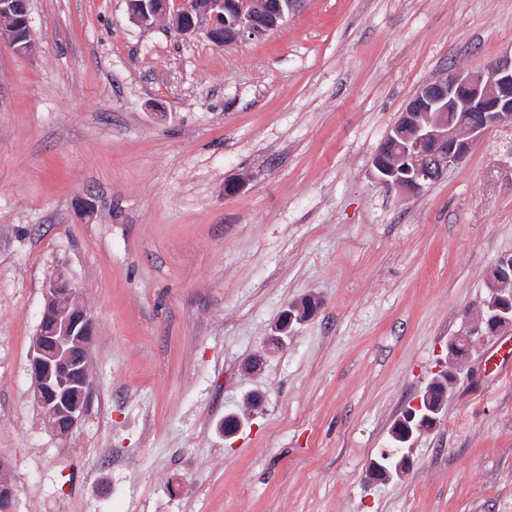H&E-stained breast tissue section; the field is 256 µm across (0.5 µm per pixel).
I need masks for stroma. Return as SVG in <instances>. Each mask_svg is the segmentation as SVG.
I'll return each mask as SVG.
<instances>
[{
	"label": "stroma",
	"mask_w": 512,
	"mask_h": 512,
	"mask_svg": "<svg viewBox=\"0 0 512 512\" xmlns=\"http://www.w3.org/2000/svg\"><path fill=\"white\" fill-rule=\"evenodd\" d=\"M30 18L33 55L0 43L10 512H512V328L474 346L409 470L367 477L512 254V124L414 196L372 159L423 83L512 50V0H307L229 48L125 0ZM59 271L96 325L65 437L28 371ZM306 295L316 314L265 351Z\"/></svg>",
	"instance_id": "stroma-1"
}]
</instances>
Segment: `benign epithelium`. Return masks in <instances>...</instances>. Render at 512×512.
Wrapping results in <instances>:
<instances>
[{
	"label": "benign epithelium",
	"mask_w": 512,
	"mask_h": 512,
	"mask_svg": "<svg viewBox=\"0 0 512 512\" xmlns=\"http://www.w3.org/2000/svg\"><path fill=\"white\" fill-rule=\"evenodd\" d=\"M305 0H127L130 19L151 27L165 21L175 35L200 31L212 42L230 47L245 35L265 36L298 13ZM29 0H0V42L18 55H31L36 44L30 36ZM512 121V51L482 71L455 70L423 84L401 114L403 126L391 127L384 141L390 153H375L376 180L406 195H417L460 164L471 143L489 130ZM317 303L308 297L289 305L276 327L271 343L278 344L295 322L309 318ZM512 325V289L499 288L484 303L477 325L451 338L448 348L499 334ZM95 323L79 289L58 273L46 284L44 307L29 354V375L36 400L54 430L66 435L83 415L90 385L91 344ZM425 396L408 409L391 437L397 442L369 463V478L387 482L409 466L407 445L429 429L436 418L429 413ZM429 424L414 423L417 412Z\"/></svg>",
	"instance_id": "1"
}]
</instances>
